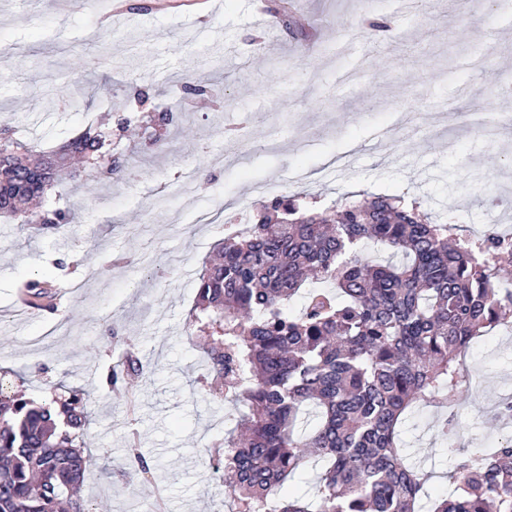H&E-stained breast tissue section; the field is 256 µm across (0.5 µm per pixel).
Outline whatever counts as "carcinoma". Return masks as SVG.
Returning <instances> with one entry per match:
<instances>
[{"label": "carcinoma", "mask_w": 512, "mask_h": 512, "mask_svg": "<svg viewBox=\"0 0 512 512\" xmlns=\"http://www.w3.org/2000/svg\"><path fill=\"white\" fill-rule=\"evenodd\" d=\"M180 89L213 99L205 85ZM172 118L170 109L147 116L146 150L159 147L157 131ZM77 163L128 175L99 127L38 153L1 124L0 216L18 215ZM28 223L58 229L66 217L46 211ZM369 244L388 258L365 256ZM218 246L187 328L205 334L201 353L224 400L244 407L217 448L232 512H512V436L457 458L447 491L433 498V472L408 462L398 433L414 409L435 406L447 410L435 439H454L452 411L471 384L461 356L512 319V290L499 275L512 238L460 235L398 196L347 199L329 218L282 196ZM26 288L37 307L51 298L43 282ZM139 370L131 353L109 367L106 384L116 390ZM7 389L0 376V512H97L81 496L93 465L82 393L53 406L7 400ZM131 458L129 480L147 479L138 449ZM311 460L322 465L315 506L284 490Z\"/></svg>", "instance_id": "obj_1"}]
</instances>
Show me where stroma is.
Masks as SVG:
<instances>
[{"instance_id": "obj_1", "label": "stroma", "mask_w": 512, "mask_h": 512, "mask_svg": "<svg viewBox=\"0 0 512 512\" xmlns=\"http://www.w3.org/2000/svg\"><path fill=\"white\" fill-rule=\"evenodd\" d=\"M128 27L82 0H0V120L16 138L49 151L89 126L129 117L118 144L126 180L79 176L51 191L45 208L70 214L58 230L0 217V369L12 391L41 401L68 391L88 400L82 486L110 512H231L210 452L241 407L213 396L198 347L186 335L199 272L246 200L254 219L270 195H304L331 213L345 195H398L463 233L496 225L512 235V0L470 12L455 0H124ZM389 29L373 35L368 24ZM189 75L224 95L223 111L197 102L177 112L161 150L143 152L141 110L123 109L133 88L161 103L179 95L168 78ZM108 82L111 93L100 85ZM81 91L69 110L61 93ZM498 199L488 209L481 197ZM67 259L58 268V259ZM32 279L60 285L55 310L19 303ZM140 360L128 393L108 390L110 364ZM473 384L459 406L453 446L435 442L434 411L402 430L414 460L447 487L455 457L512 436L499 413L512 397V329L469 351ZM148 483L122 472L130 449Z\"/></svg>"}]
</instances>
